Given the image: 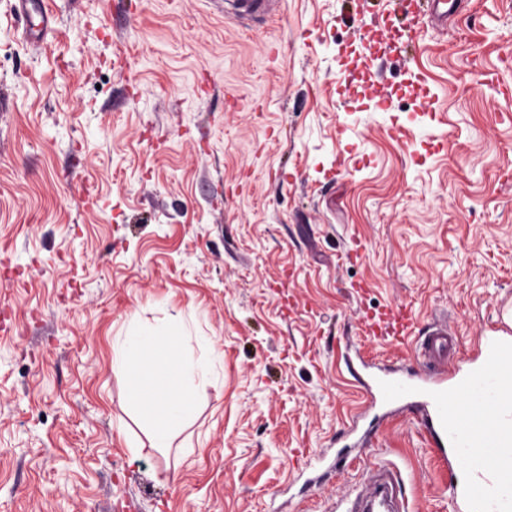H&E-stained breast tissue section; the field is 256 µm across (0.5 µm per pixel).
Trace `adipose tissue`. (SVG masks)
Returning a JSON list of instances; mask_svg holds the SVG:
<instances>
[{"label": "adipose tissue", "mask_w": 512, "mask_h": 512, "mask_svg": "<svg viewBox=\"0 0 512 512\" xmlns=\"http://www.w3.org/2000/svg\"><path fill=\"white\" fill-rule=\"evenodd\" d=\"M112 370L124 381L151 447L170 448L194 412V384L206 377L207 363L190 352L181 330L142 328L118 344Z\"/></svg>", "instance_id": "ef3b65f1"}]
</instances>
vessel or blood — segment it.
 <instances>
[{"mask_svg": "<svg viewBox=\"0 0 512 512\" xmlns=\"http://www.w3.org/2000/svg\"><path fill=\"white\" fill-rule=\"evenodd\" d=\"M18 2L27 36L40 42L54 24L48 0ZM412 350L420 373L370 376L366 387L374 401L422 411L424 431L440 457H451L475 475L471 512H512V322L498 317L495 337L479 348L480 362L453 373L448 362L455 356V338L447 316L428 322L413 338ZM399 493L393 473L374 466L345 512H370L382 494L393 499L396 512H408Z\"/></svg>", "mask_w": 512, "mask_h": 512, "instance_id": "1", "label": "vessel or blood"}]
</instances>
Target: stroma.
Returning <instances> with one entry per match:
<instances>
[{"instance_id": "obj_1", "label": "stroma", "mask_w": 512, "mask_h": 512, "mask_svg": "<svg viewBox=\"0 0 512 512\" xmlns=\"http://www.w3.org/2000/svg\"><path fill=\"white\" fill-rule=\"evenodd\" d=\"M0 0V512H336L383 461L467 512L417 417L370 408L371 329L512 297V0ZM181 325L213 361L172 448L112 372ZM18 13L24 23L27 36L38 45L48 30L53 29L54 15L46 0H16Z\"/></svg>"}]
</instances>
